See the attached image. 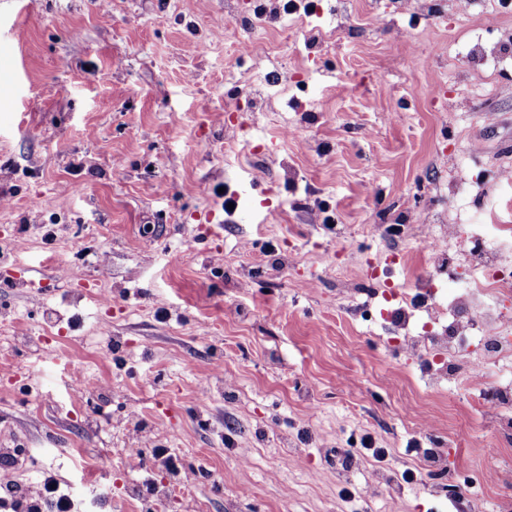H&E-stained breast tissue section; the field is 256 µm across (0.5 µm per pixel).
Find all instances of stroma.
Here are the masks:
<instances>
[{"label": "stroma", "mask_w": 512, "mask_h": 512, "mask_svg": "<svg viewBox=\"0 0 512 512\" xmlns=\"http://www.w3.org/2000/svg\"><path fill=\"white\" fill-rule=\"evenodd\" d=\"M276 2L0 0V452L72 512H495L488 371L411 338L466 272L422 237L512 225V0H297L240 54Z\"/></svg>", "instance_id": "35a3bbf8"}]
</instances>
